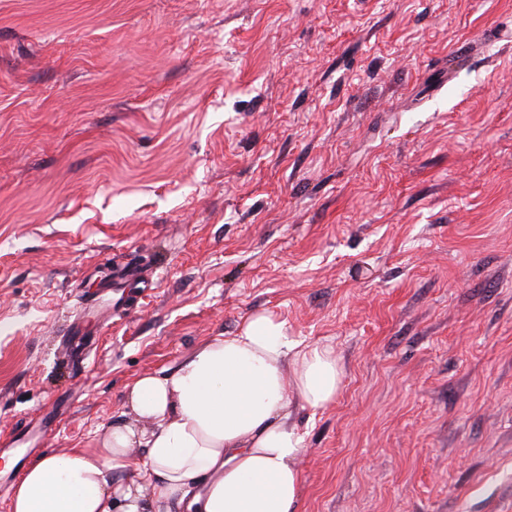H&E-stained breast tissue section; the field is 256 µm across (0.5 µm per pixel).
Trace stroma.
<instances>
[{
  "label": "stroma",
  "instance_id": "35a3bbf8",
  "mask_svg": "<svg viewBox=\"0 0 512 512\" xmlns=\"http://www.w3.org/2000/svg\"><path fill=\"white\" fill-rule=\"evenodd\" d=\"M257 313L300 512H512V0H0V512Z\"/></svg>",
  "mask_w": 512,
  "mask_h": 512
}]
</instances>
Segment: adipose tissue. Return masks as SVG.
Here are the masks:
<instances>
[{
	"label": "adipose tissue",
	"instance_id": "adipose-tissue-1",
	"mask_svg": "<svg viewBox=\"0 0 512 512\" xmlns=\"http://www.w3.org/2000/svg\"><path fill=\"white\" fill-rule=\"evenodd\" d=\"M341 382L331 347L289 340L275 317L251 316L170 373L140 375L128 400L141 425L32 461L12 512H296L305 438L294 410L325 407ZM135 448L146 451L139 466Z\"/></svg>",
	"mask_w": 512,
	"mask_h": 512
}]
</instances>
